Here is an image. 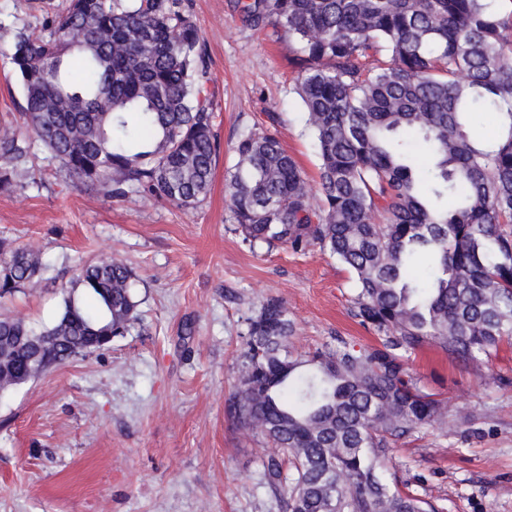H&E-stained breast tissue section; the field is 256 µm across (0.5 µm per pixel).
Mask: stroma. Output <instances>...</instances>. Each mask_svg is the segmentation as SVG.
<instances>
[{"label": "stroma", "mask_w": 512, "mask_h": 512, "mask_svg": "<svg viewBox=\"0 0 512 512\" xmlns=\"http://www.w3.org/2000/svg\"><path fill=\"white\" fill-rule=\"evenodd\" d=\"M66 0H0V118L23 95L9 59L18 29L40 31ZM209 58L220 144L197 206L115 199L75 187L44 152L33 176L0 191V239L33 245L40 283L0 314L49 325L80 264L102 254L136 275L139 318L104 350L53 367L0 399V512H279L264 487L265 439L239 427L247 319L282 300L293 354L378 337L354 315L350 272L330 251L252 252L225 194L233 146L270 130L309 180L318 156L294 92L299 51L273 27L246 26L237 0H188ZM410 368L441 400L447 428L398 441L390 474L437 512H512V340L477 363L427 345Z\"/></svg>", "instance_id": "35a3bbf8"}]
</instances>
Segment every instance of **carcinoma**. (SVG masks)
I'll return each instance as SVG.
<instances>
[{"label": "carcinoma", "mask_w": 512, "mask_h": 512, "mask_svg": "<svg viewBox=\"0 0 512 512\" xmlns=\"http://www.w3.org/2000/svg\"><path fill=\"white\" fill-rule=\"evenodd\" d=\"M499 0H242L246 25L300 46L296 92L317 186L268 131L234 145L225 189L250 248L321 245L354 275L355 316L379 336L296 357L279 299L247 319L232 407L275 447L264 479L280 512H428L388 480L391 445L439 423L410 357L432 343L476 362L512 338V11ZM22 135L0 122V190L34 148L111 198L194 207L218 143L208 55L185 0H69L10 53ZM478 112L496 130L477 128ZM431 265L420 277L415 262ZM42 253L0 240V298L37 284ZM56 319L0 317V394L100 350L138 319L135 274L85 263Z\"/></svg>", "instance_id": "obj_1"}]
</instances>
